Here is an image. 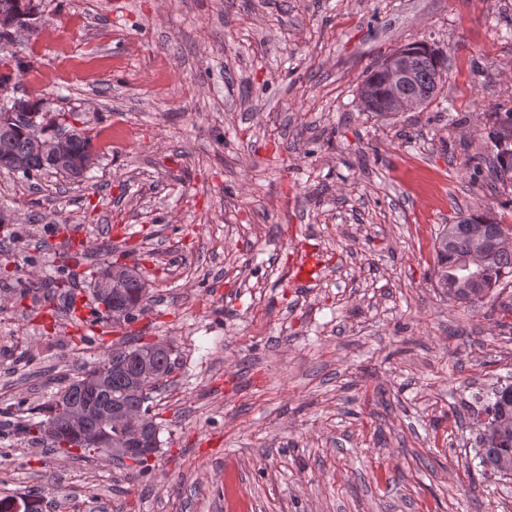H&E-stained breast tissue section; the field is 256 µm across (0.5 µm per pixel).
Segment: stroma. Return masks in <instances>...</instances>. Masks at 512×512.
<instances>
[{
	"instance_id": "35a3bbf8",
	"label": "stroma",
	"mask_w": 512,
	"mask_h": 512,
	"mask_svg": "<svg viewBox=\"0 0 512 512\" xmlns=\"http://www.w3.org/2000/svg\"><path fill=\"white\" fill-rule=\"evenodd\" d=\"M14 86L96 141L90 178L0 172V243L74 308L0 281V409L30 419L94 360L90 281L149 283L103 342L170 341L148 474L47 453L0 428V498L52 512H512L476 470L475 393L512 385V285L471 307L431 285L439 226L512 180L489 139L512 111V0H36ZM423 44L448 57L430 105L364 112L365 69ZM80 262L70 253L77 242ZM322 263L294 287L306 255ZM133 279L130 278L123 289L122 297L133 311V316L130 320L125 321L126 324L133 322L138 316L147 310L149 300V288L144 279L132 269ZM140 284L145 288H140Z\"/></svg>"
}]
</instances>
